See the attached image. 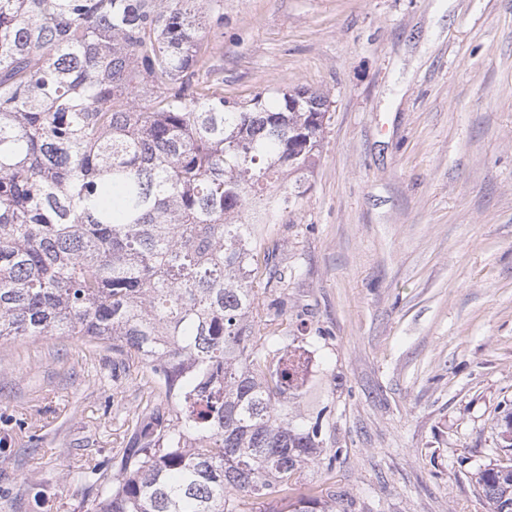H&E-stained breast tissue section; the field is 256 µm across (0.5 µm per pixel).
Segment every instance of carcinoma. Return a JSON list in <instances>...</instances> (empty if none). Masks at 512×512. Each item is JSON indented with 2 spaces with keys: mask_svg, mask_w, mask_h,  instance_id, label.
Here are the masks:
<instances>
[{
  "mask_svg": "<svg viewBox=\"0 0 512 512\" xmlns=\"http://www.w3.org/2000/svg\"><path fill=\"white\" fill-rule=\"evenodd\" d=\"M224 0H0V342L82 336L158 398L96 464L94 512H348L294 495L321 458L263 245L324 141L320 89L224 98ZM512 512V455L476 473Z\"/></svg>",
  "mask_w": 512,
  "mask_h": 512,
  "instance_id": "1",
  "label": "carcinoma"
}]
</instances>
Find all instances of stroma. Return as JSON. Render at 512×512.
Returning a JSON list of instances; mask_svg holds the SVG:
<instances>
[{"label":"stroma","mask_w":512,"mask_h":512,"mask_svg":"<svg viewBox=\"0 0 512 512\" xmlns=\"http://www.w3.org/2000/svg\"><path fill=\"white\" fill-rule=\"evenodd\" d=\"M224 95L306 86L331 119L306 192L265 244L267 296L303 320L349 512H486L475 474L512 405V0H224ZM77 336L0 344V512H92L72 482L151 393Z\"/></svg>","instance_id":"35a3bbf8"}]
</instances>
